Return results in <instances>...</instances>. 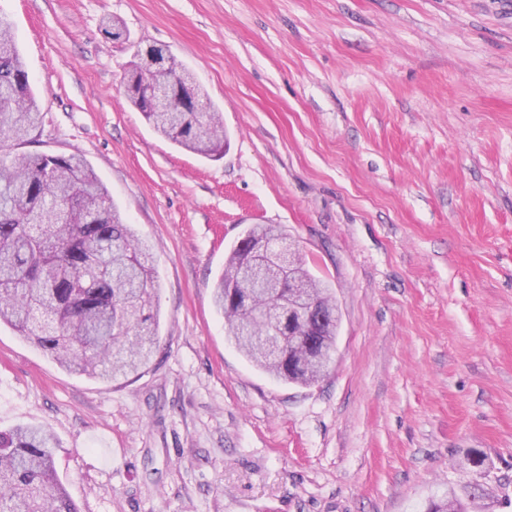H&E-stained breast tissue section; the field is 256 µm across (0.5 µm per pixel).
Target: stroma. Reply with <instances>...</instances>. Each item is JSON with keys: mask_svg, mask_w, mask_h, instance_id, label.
<instances>
[{"mask_svg": "<svg viewBox=\"0 0 512 512\" xmlns=\"http://www.w3.org/2000/svg\"><path fill=\"white\" fill-rule=\"evenodd\" d=\"M0 18L43 116L27 151L81 154L156 271L159 340L128 381L0 325V431H51L79 512H427L449 488L512 512V0H0ZM152 44L219 112L223 154L126 100ZM254 224L338 304L314 386L254 367L214 306Z\"/></svg>", "mask_w": 512, "mask_h": 512, "instance_id": "stroma-1", "label": "stroma"}]
</instances>
